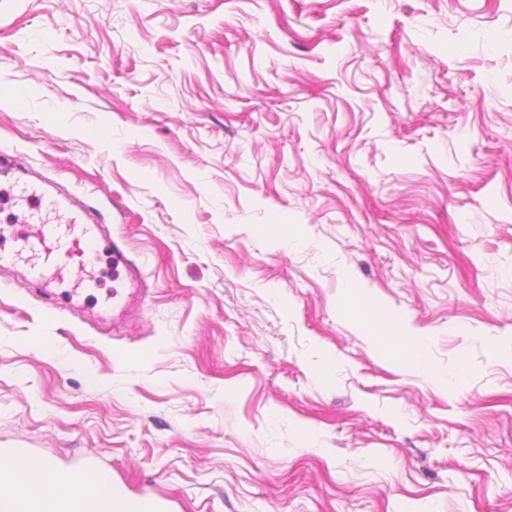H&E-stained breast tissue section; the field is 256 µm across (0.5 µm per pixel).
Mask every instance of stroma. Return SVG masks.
Here are the masks:
<instances>
[{"label":"stroma","instance_id":"obj_1","mask_svg":"<svg viewBox=\"0 0 512 512\" xmlns=\"http://www.w3.org/2000/svg\"><path fill=\"white\" fill-rule=\"evenodd\" d=\"M2 158L146 296L0 272V448L170 512H512V0H0ZM370 313L372 320L376 323L377 333L374 334L377 337V343L382 348L393 347L396 341L403 343V352L407 359L419 366L423 364V342L417 336H394L390 328L384 327L378 324L377 311L370 306Z\"/></svg>","mask_w":512,"mask_h":512}]
</instances>
